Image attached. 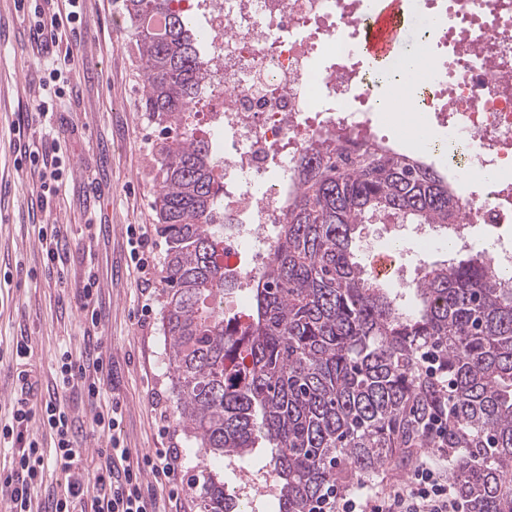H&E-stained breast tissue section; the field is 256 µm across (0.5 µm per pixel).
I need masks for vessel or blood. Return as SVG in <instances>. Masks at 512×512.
<instances>
[{
	"instance_id": "1",
	"label": "vessel or blood",
	"mask_w": 512,
	"mask_h": 512,
	"mask_svg": "<svg viewBox=\"0 0 512 512\" xmlns=\"http://www.w3.org/2000/svg\"><path fill=\"white\" fill-rule=\"evenodd\" d=\"M407 25L408 17L402 0H376L364 33V54L387 64L393 62L399 55V45Z\"/></svg>"
}]
</instances>
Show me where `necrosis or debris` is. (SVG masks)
<instances>
[{"label": "necrosis or debris", "instance_id": "1", "mask_svg": "<svg viewBox=\"0 0 512 512\" xmlns=\"http://www.w3.org/2000/svg\"><path fill=\"white\" fill-rule=\"evenodd\" d=\"M209 32L213 103L201 132L223 140L227 277L251 287L270 261L296 188L293 163L321 138L374 141L375 87L359 65L369 0H181ZM436 22L412 72L385 69L383 114L400 137L448 131L467 155L455 178L471 186L455 251L477 225L494 228L492 266L512 270V0H414Z\"/></svg>", "mask_w": 512, "mask_h": 512}]
</instances>
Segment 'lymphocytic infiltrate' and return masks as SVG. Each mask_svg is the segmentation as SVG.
I'll return each instance as SVG.
<instances>
[{"label":"lymphocytic infiltrate","mask_w":512,"mask_h":512,"mask_svg":"<svg viewBox=\"0 0 512 512\" xmlns=\"http://www.w3.org/2000/svg\"><path fill=\"white\" fill-rule=\"evenodd\" d=\"M81 0H37L34 19L29 23L32 42L39 48L38 64L45 72L42 93L31 108L22 114L19 129L40 127L39 141L24 145L22 154L30 169L37 173L42 192L39 208H47L58 194L57 169L60 160L54 142L50 102L63 98L58 81L72 71L75 55L68 44V29L79 21ZM112 358L103 339H96L85 355L84 363L73 360L70 351H60L55 368V387L42 393L34 369L20 371L22 380L8 424L0 427V447L7 450L10 461L0 487L9 494L10 512H31L32 500L41 491L47 472L64 474L60 491L49 494L44 512H77L84 500H91L96 512H160L158 499L146 474L163 479L170 498L178 496L179 475L183 468L180 452L161 448L146 453L141 463L131 464L125 444L124 408L119 399L108 397L98 377L99 371L111 367ZM80 389L89 408L87 420L75 418L61 397ZM42 422L51 439L43 446L39 436L30 431L32 423ZM104 438L105 447L88 450L86 443L94 437ZM318 512H464L451 491L445 469L421 462L413 475L395 481L380 490L360 487L353 492L336 491L326 495Z\"/></svg>","instance_id":"obj_1"}]
</instances>
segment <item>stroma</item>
Segmentation results:
<instances>
[{
    "mask_svg": "<svg viewBox=\"0 0 512 512\" xmlns=\"http://www.w3.org/2000/svg\"><path fill=\"white\" fill-rule=\"evenodd\" d=\"M83 23L92 36L81 42L76 66L63 78L66 92L54 122L62 131L60 193L49 212L31 206L40 191L28 169L18 168L14 128L39 94L43 74L29 29L16 0H0V421L7 420L17 392V337H28L43 389L55 383V355L65 346L74 356L85 348L84 316L77 298L87 271L99 275L98 330L112 352V368L101 374L108 395L123 399L124 427L132 454L175 444L183 457L181 512H198L190 477L203 463L177 424L165 364L161 294L166 286L164 238L156 231L152 154L158 126L140 110L143 79L137 54L128 47L123 0H85ZM91 159L87 175L73 168ZM102 220L88 224L90 209ZM66 227L70 249L46 270L38 226ZM151 226L156 273L153 310L142 316L141 282L127 268V225Z\"/></svg>",
    "mask_w": 512,
    "mask_h": 512,
    "instance_id": "1",
    "label": "stroma"
}]
</instances>
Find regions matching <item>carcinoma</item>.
Instances as JSON below:
<instances>
[{
    "label": "carcinoma",
    "instance_id": "carcinoma-1",
    "mask_svg": "<svg viewBox=\"0 0 512 512\" xmlns=\"http://www.w3.org/2000/svg\"><path fill=\"white\" fill-rule=\"evenodd\" d=\"M174 0H126L142 62L140 109L166 241L163 335L178 425L211 456L192 476L198 512H234L224 460L276 472L278 512H314L327 492L425 448L448 459L464 512H512V273L483 251L423 267L416 306L356 253L375 217L444 228L456 191L432 165L328 136L297 160L298 188L271 260L239 318L224 316V181L195 135L210 36ZM162 19L161 25L155 19Z\"/></svg>",
    "mask_w": 512,
    "mask_h": 512
}]
</instances>
